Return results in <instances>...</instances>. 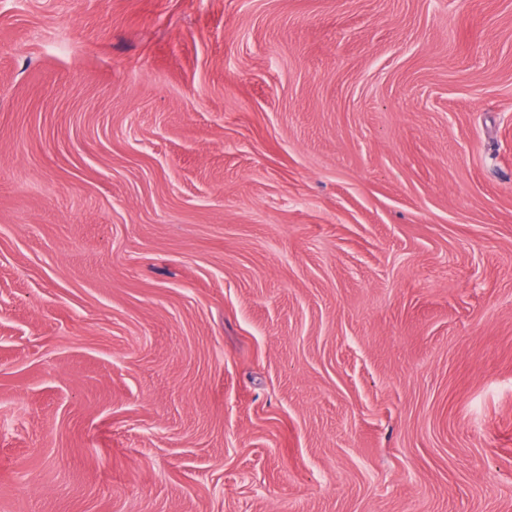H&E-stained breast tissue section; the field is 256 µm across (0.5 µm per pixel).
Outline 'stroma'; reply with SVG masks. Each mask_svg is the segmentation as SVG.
I'll return each mask as SVG.
<instances>
[{
  "label": "stroma",
  "mask_w": 512,
  "mask_h": 512,
  "mask_svg": "<svg viewBox=\"0 0 512 512\" xmlns=\"http://www.w3.org/2000/svg\"><path fill=\"white\" fill-rule=\"evenodd\" d=\"M0 512H512V0H0Z\"/></svg>",
  "instance_id": "1"
}]
</instances>
